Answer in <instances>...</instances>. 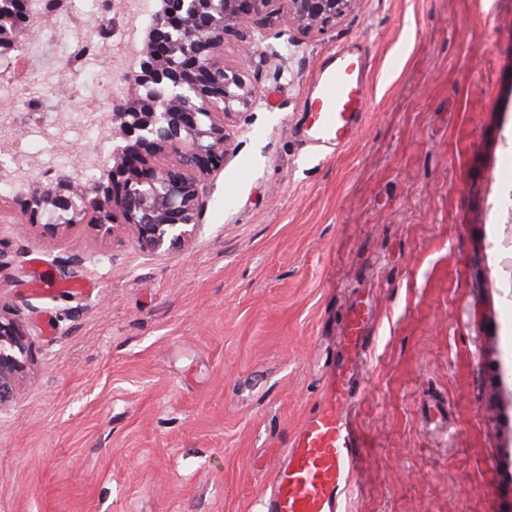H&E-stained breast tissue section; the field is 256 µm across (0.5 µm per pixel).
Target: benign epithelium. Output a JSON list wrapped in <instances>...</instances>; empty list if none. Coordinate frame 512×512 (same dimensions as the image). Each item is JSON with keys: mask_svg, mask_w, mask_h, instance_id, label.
<instances>
[{"mask_svg": "<svg viewBox=\"0 0 512 512\" xmlns=\"http://www.w3.org/2000/svg\"><path fill=\"white\" fill-rule=\"evenodd\" d=\"M361 0H160L147 25L141 69L121 80L131 94L107 99L113 138L107 183L75 188L59 170L55 182L16 194L11 206L34 223L57 214L63 223L41 225L55 237L75 224H91L109 236L129 231L151 254L188 243L207 207L205 180L229 157L227 121L247 111L253 88L244 74L224 64V41L235 38L249 55L263 32L277 29L321 35L358 8ZM26 43L13 27V71ZM26 352L23 334L0 316V407L14 396V377Z\"/></svg>", "mask_w": 512, "mask_h": 512, "instance_id": "1", "label": "benign epithelium"}]
</instances>
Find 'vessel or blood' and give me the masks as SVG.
<instances>
[{
  "mask_svg": "<svg viewBox=\"0 0 512 512\" xmlns=\"http://www.w3.org/2000/svg\"><path fill=\"white\" fill-rule=\"evenodd\" d=\"M368 66L365 56L341 48L320 68L303 102L305 136L314 146L339 148L350 142L368 108ZM368 321V312L361 308L349 317L338 378L330 383L333 407L304 422L279 464L262 512H344L353 492L352 478L364 458V442L353 420L334 407L348 405L352 398L349 382L368 348Z\"/></svg>",
  "mask_w": 512,
  "mask_h": 512,
  "instance_id": "obj_1",
  "label": "vessel or blood"
}]
</instances>
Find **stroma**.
<instances>
[{
	"mask_svg": "<svg viewBox=\"0 0 512 512\" xmlns=\"http://www.w3.org/2000/svg\"><path fill=\"white\" fill-rule=\"evenodd\" d=\"M339 46L368 57L350 143L302 103ZM224 62L230 126L194 240L152 256L0 208V316L25 335L0 409V512H261L279 453L329 405L351 312L370 346L347 410L367 454L346 512H512V288L493 244L512 153V0H362L325 34ZM0 135L65 165L81 136Z\"/></svg>",
	"mask_w": 512,
	"mask_h": 512,
	"instance_id": "35a3bbf8",
	"label": "stroma"
}]
</instances>
